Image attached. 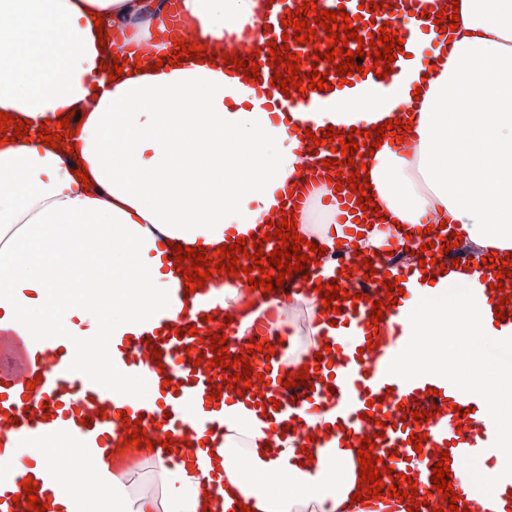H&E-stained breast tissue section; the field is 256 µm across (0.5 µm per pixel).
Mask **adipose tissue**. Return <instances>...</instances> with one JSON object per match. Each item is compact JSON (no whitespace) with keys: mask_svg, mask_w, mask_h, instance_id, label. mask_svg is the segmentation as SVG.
I'll list each match as a JSON object with an SVG mask.
<instances>
[{"mask_svg":"<svg viewBox=\"0 0 512 512\" xmlns=\"http://www.w3.org/2000/svg\"><path fill=\"white\" fill-rule=\"evenodd\" d=\"M166 9L165 0H0V111L31 122L28 139L0 145V322L18 335H139L138 319L168 310V291L179 284L173 244L211 253L228 239L266 234L294 183L331 158L327 148L308 151L312 126L413 124L404 149L386 141L365 158L381 219L356 242L363 257L393 241L416 267L418 247L403 228L443 222L461 227L473 259L512 253V0H460L451 44L420 34L430 55L381 112H283L279 93L225 62L159 64L170 52L159 38ZM263 9V0H180V35L220 54L259 30ZM121 55L125 73L110 78L103 65ZM73 111L81 116L73 153L43 145L42 123ZM77 164L88 182L73 174ZM299 231L326 248L320 261L332 266L343 230L330 188L312 192ZM488 286L479 269H447L382 320L396 339L383 355L395 381L440 387L453 379L458 401L493 406L496 441L485 463L452 461L470 480L512 470V347L470 299L471 289ZM271 308L270 331L299 339L280 360L285 372L353 339L352 328L321 321L315 295L283 304L225 281L235 336H248ZM282 420L250 398H225L219 494L227 512H374L373 503L351 500L359 469L350 450L307 442ZM15 454L91 512H204V467L154 456L161 495L124 494L129 468L119 452L103 463L110 480L90 490L78 481L79 451Z\"/></svg>","mask_w":512,"mask_h":512,"instance_id":"adipose-tissue-1","label":"adipose tissue"}]
</instances>
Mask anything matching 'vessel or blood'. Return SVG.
I'll list each match as a JSON object with an SVG mask.
<instances>
[{"mask_svg": "<svg viewBox=\"0 0 512 512\" xmlns=\"http://www.w3.org/2000/svg\"><path fill=\"white\" fill-rule=\"evenodd\" d=\"M303 0H272L261 17L268 24L265 37L281 41L284 29L281 25L286 10L301 6ZM317 8L344 9L359 36L377 32L379 26L397 32L404 38V53L393 63V70L384 78H377L370 67L376 58H362L367 74L353 73L350 84H343L340 76L331 72L327 61H304V70L318 69L327 72V82L332 92L310 90L306 94H291L285 108L290 112H313L337 94L351 100L372 99L389 101L398 93L409 74L407 57L416 42L418 32L434 34L443 40L432 0H375L363 4L362 0H313ZM392 5V12H385V5ZM423 17L420 28L408 23L410 13ZM322 267L312 266L308 275H294L289 280L291 293L313 291L314 287L327 283ZM222 274H213L210 285L198 293L194 305L198 336H177L176 331L185 327L182 318L162 316L146 323L138 336H106L105 346L94 357L73 344L66 336H43L32 340L16 335L11 327L0 323V353H9L13 369L0 371V512H27L25 507L15 506L14 496L20 495L25 478L14 460V450L20 444H40L57 432L68 433L78 444L84 460L85 474L89 481L99 482L101 472L98 459L101 453L123 445L125 439L123 418L140 421L150 440L170 438L183 444L206 438L205 449L214 452L224 444L223 397H212V389H226L230 369L221 368L210 373L206 366H194L186 350L200 347L209 351L210 334L224 333V298L221 288ZM346 326L365 334L372 320V304L365 300L351 301L340 298L337 302ZM483 317L493 327L502 343L512 344V316L505 321L495 318L493 302H482ZM255 339L269 338L276 355L265 358L257 354L254 369L263 373L268 385L263 388L264 398L280 397L281 410L290 427L303 426L302 411L325 396L342 403L340 425L336 440L347 447L360 449L363 438L374 441L373 455L381 462L390 463L395 473L412 478L417 484L419 496L425 497L426 505L419 512H447L448 500L440 496L431 482L433 467L438 463L440 452L449 455H469L480 459L485 446L493 439L492 421H470L462 413L454 411L453 390H439L433 396L437 412L429 421L416 423L414 418L404 417L403 407L415 411L421 409L424 394L420 390L391 385L387 366L377 357L359 355L336 347L331 360H320L319 371L309 374L310 386L300 387L298 393L284 395V375L278 367L277 357L285 351L278 337H267L264 328H257ZM161 349L160 361H153V349ZM335 365L334 376L320 377L321 369ZM166 371L170 385L158 387L161 397L166 398L164 410H157L144 400L105 390L102 381L112 374L135 373L145 385H156L155 375ZM35 381V388H28V381ZM350 393V400H343V393ZM371 412L372 420H365L364 412ZM424 433L421 450H414L409 442L412 432Z\"/></svg>", "mask_w": 512, "mask_h": 512, "instance_id": "vessel-or-blood-1", "label": "vessel or blood"}]
</instances>
